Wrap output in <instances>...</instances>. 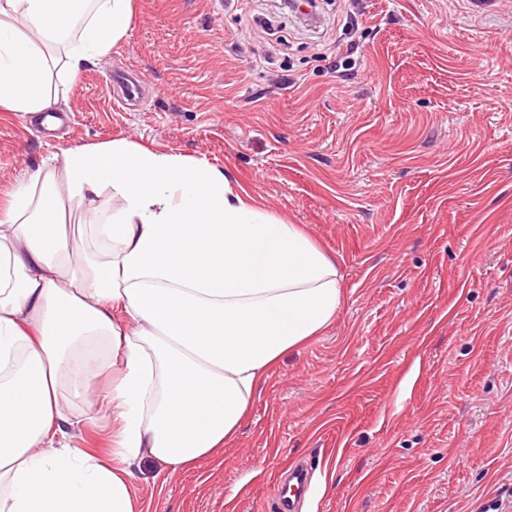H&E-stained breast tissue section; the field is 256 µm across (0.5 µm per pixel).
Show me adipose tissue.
I'll list each match as a JSON object with an SVG mask.
<instances>
[{
	"mask_svg": "<svg viewBox=\"0 0 512 512\" xmlns=\"http://www.w3.org/2000/svg\"><path fill=\"white\" fill-rule=\"evenodd\" d=\"M132 15L0 0V112L55 111L51 67L108 56ZM71 206L99 259L66 237ZM341 302L335 258L207 161L119 137L28 170L0 206V512H141V463L175 474L223 449ZM103 416L109 456L73 445Z\"/></svg>",
	"mask_w": 512,
	"mask_h": 512,
	"instance_id": "ef3b65f1",
	"label": "adipose tissue"
}]
</instances>
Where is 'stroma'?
<instances>
[{"label":"stroma","mask_w":512,"mask_h":512,"mask_svg":"<svg viewBox=\"0 0 512 512\" xmlns=\"http://www.w3.org/2000/svg\"><path fill=\"white\" fill-rule=\"evenodd\" d=\"M134 0L126 37L58 80L54 135L0 112V197L125 137L204 159L336 257L332 327L272 368L195 470L143 463L142 512H512V0ZM350 58L349 70L337 69ZM148 87L113 104L117 71ZM284 484L288 485V497L280 495L277 500V508L281 512H298V504L309 490L310 470L307 465H296L281 477Z\"/></svg>","instance_id":"stroma-1"}]
</instances>
